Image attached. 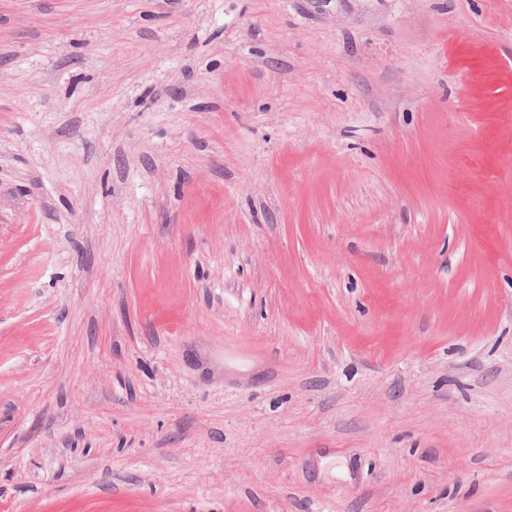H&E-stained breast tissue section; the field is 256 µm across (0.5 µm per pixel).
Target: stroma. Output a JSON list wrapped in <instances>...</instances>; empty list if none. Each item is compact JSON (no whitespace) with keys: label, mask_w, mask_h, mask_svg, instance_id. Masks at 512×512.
<instances>
[{"label":"stroma","mask_w":512,"mask_h":512,"mask_svg":"<svg viewBox=\"0 0 512 512\" xmlns=\"http://www.w3.org/2000/svg\"><path fill=\"white\" fill-rule=\"evenodd\" d=\"M0 512H512V0H0Z\"/></svg>","instance_id":"obj_1"}]
</instances>
